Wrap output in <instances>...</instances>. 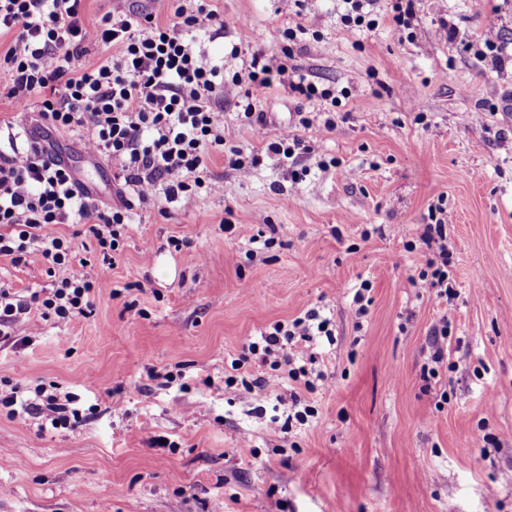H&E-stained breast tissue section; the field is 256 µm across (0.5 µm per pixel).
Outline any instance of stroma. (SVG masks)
I'll list each match as a JSON object with an SVG mask.
<instances>
[{
    "label": "stroma",
    "mask_w": 512,
    "mask_h": 512,
    "mask_svg": "<svg viewBox=\"0 0 512 512\" xmlns=\"http://www.w3.org/2000/svg\"><path fill=\"white\" fill-rule=\"evenodd\" d=\"M377 0L375 28L340 21L341 0H218L223 25L201 41L225 78L241 28L273 48L298 35L291 60L339 91L336 126L311 128L282 163L267 155L297 121L284 89L259 92L263 121L224 100L227 144L258 154L247 179L213 156L227 194L196 207L133 202L110 162L78 137L52 134L96 200L132 201L111 263L95 264L91 314L27 323L0 339V382L54 384L76 396L77 423L40 427L0 411V512H512V60L480 57L485 31L512 41V0H419L410 28ZM456 37L441 36V24ZM306 169L300 183L292 171ZM452 222L445 307L413 287L422 250H407L431 204ZM273 246L253 243L257 234ZM373 299L356 316L362 281ZM39 254L0 258V285L48 286ZM318 308L331 337L314 345L317 414L289 421L298 383L224 391L227 377L267 368L248 346L277 321ZM448 316V362L424 377L431 327Z\"/></svg>",
    "instance_id": "1"
}]
</instances>
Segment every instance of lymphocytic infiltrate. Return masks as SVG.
I'll return each mask as SVG.
<instances>
[{"instance_id":"obj_1","label":"lymphocytic infiltrate","mask_w":512,"mask_h":512,"mask_svg":"<svg viewBox=\"0 0 512 512\" xmlns=\"http://www.w3.org/2000/svg\"><path fill=\"white\" fill-rule=\"evenodd\" d=\"M84 0H0V31L14 32L12 45L0 54V72L8 77L1 92L19 111L29 110L40 95L35 121L58 133L79 136L86 153L110 160L117 179L132 187L140 203L165 199L190 208L201 197L224 193L209 178L208 162L223 155L239 177L248 178L260 156H244L224 142V96L230 87H280L305 100H334L331 89L318 88L297 68L279 61L277 52L260 47L249 29H241L238 45L252 49L232 83L221 66L197 49L187 30L216 19V11L200 0H175V23L162 25L153 14L113 10L94 26L83 21ZM105 48L96 65L83 62L87 45ZM332 117L300 112L297 128L274 134L270 154L288 161L299 149V129L333 128ZM129 204H98L80 186L72 168L50 147L29 145L13 154L0 153V257L12 263L31 252L44 259L48 287L18 298L0 289V337L19 320L31 329L56 319L65 323L91 308L95 281L89 263L73 238L50 232L53 224H80L92 236L103 259L119 247L129 222ZM418 242L426 253L418 273L421 287L437 298L456 297L448 284V226L451 216L442 205L429 209ZM329 322L309 309L292 321L270 324L249 351L279 376L313 390L306 360L313 341L330 336ZM69 393L36 386L23 398L17 388L0 389V408L8 416H42L66 426L74 410Z\"/></svg>"}]
</instances>
